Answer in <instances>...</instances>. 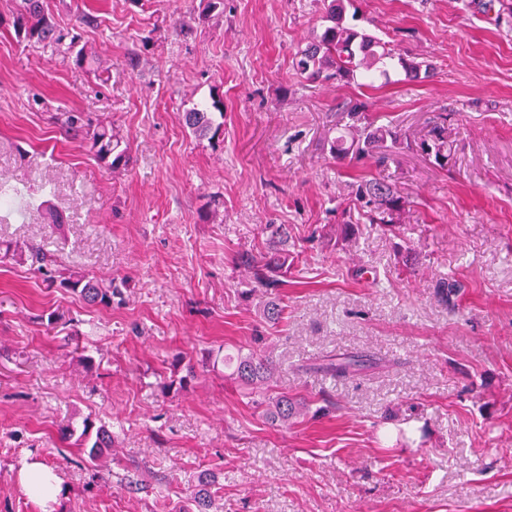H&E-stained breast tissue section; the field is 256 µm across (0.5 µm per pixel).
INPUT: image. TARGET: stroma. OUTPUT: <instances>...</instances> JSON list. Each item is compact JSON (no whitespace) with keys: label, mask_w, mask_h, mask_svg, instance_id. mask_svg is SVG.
I'll return each mask as SVG.
<instances>
[{"label":"stroma","mask_w":512,"mask_h":512,"mask_svg":"<svg viewBox=\"0 0 512 512\" xmlns=\"http://www.w3.org/2000/svg\"><path fill=\"white\" fill-rule=\"evenodd\" d=\"M18 2L0 0V179L29 207L0 214V512H179L203 479L214 512H512V14L351 0L346 23L402 56L367 87L295 70L324 29L321 0H46L81 61L18 37ZM215 101L224 133L196 140L181 114ZM359 103L411 141L447 114L448 167L407 148L384 167L333 159L339 115ZM63 112L112 126L127 165L108 170L61 134ZM374 177L411 202L399 232L363 223L322 240ZM267 224L299 251L275 326L232 264ZM29 244L115 279L111 307L6 257ZM442 278L458 286L447 302ZM258 332L275 389L315 407L330 396L335 412L274 427L225 383V349ZM180 353L196 371L184 388L171 383ZM340 354L380 364L318 372ZM85 421L117 437L93 469L58 433ZM32 460L61 477L57 502L20 484Z\"/></svg>","instance_id":"stroma-1"}]
</instances>
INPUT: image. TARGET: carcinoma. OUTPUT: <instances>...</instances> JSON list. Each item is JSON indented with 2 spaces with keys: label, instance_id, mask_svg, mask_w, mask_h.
<instances>
[{
  "label": "carcinoma",
  "instance_id": "1",
  "mask_svg": "<svg viewBox=\"0 0 512 512\" xmlns=\"http://www.w3.org/2000/svg\"><path fill=\"white\" fill-rule=\"evenodd\" d=\"M344 2L326 0V18L331 25L317 40L298 50L294 61L296 70L311 81L336 79L349 83L361 78L365 85L372 86L379 77L386 75L387 61L396 58L409 77H418L420 66L396 57L395 49L389 43L344 24ZM14 26L18 36L31 43L52 47L64 54L72 49V46L65 44L64 35L57 32L46 0H21ZM345 118L346 134L333 141L330 147L332 156L338 160L350 155L358 158L377 152L379 162L384 163L392 153H383L381 149L386 146L397 149L402 144L398 133L386 125H376L357 105L350 108ZM182 122L194 138L212 140L224 129V112L220 111L215 101L211 108L200 105L187 110L182 114ZM87 136L90 149L108 169L113 171L126 165L127 151L120 149L121 141L112 128L97 126L87 132ZM419 149L425 155L434 157L440 167L448 166L451 153L448 151L445 127L435 125L431 137L422 140ZM352 202L358 215L367 218L369 224L382 231L398 227L400 215L409 205L406 197L376 178L359 183L353 190ZM262 235L265 237L264 250L240 253L234 266L255 284V288L246 292L245 297L250 298L256 292H261L259 314L265 321L277 324L284 319L285 307L275 294L288 285L294 261L291 251L294 244L293 239L288 237L286 224H267L262 229ZM15 257L20 260L27 258L31 264L38 266L47 287L57 285L66 288L89 304L110 307L112 298L118 294L112 279L99 280L83 273L51 268L39 248L30 249L27 255L19 250ZM367 366L368 359L363 356L343 354L328 359L319 368L336 378H352ZM224 368L229 370L227 378L246 391L267 422L286 427L297 417L310 413L309 404L305 401L273 391L277 364L267 351L265 337L256 336L249 348L241 347L233 354L224 355ZM91 428L92 425L84 424L81 434L77 436L66 425L60 428V435L64 439L77 437V442L84 448V461L95 466L104 451L115 443V435L100 426L92 436Z\"/></svg>",
  "mask_w": 512,
  "mask_h": 512
}]
</instances>
